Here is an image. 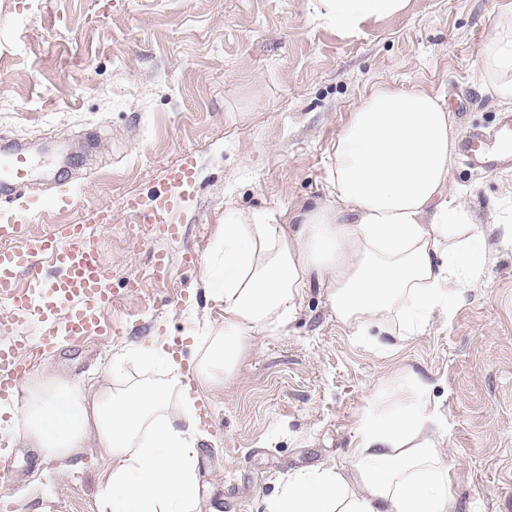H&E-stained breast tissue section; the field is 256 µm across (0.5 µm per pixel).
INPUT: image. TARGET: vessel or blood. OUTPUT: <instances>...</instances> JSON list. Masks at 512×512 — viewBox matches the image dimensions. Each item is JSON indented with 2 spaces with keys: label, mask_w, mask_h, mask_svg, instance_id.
I'll list each match as a JSON object with an SVG mask.
<instances>
[{
  "label": "vessel or blood",
  "mask_w": 512,
  "mask_h": 512,
  "mask_svg": "<svg viewBox=\"0 0 512 512\" xmlns=\"http://www.w3.org/2000/svg\"><path fill=\"white\" fill-rule=\"evenodd\" d=\"M462 151L469 166L493 172L512 166V114H501L492 133L469 131L462 139ZM197 158L184 151L179 165L172 168L163 186L123 200L122 207L138 223L153 225L165 237L182 236L173 214L195 189ZM0 168L14 183L30 177L25 153L15 151L0 158ZM112 221L111 209L94 208L90 217L74 224H57L46 233L24 234V220L15 213L0 214V237L21 240L18 248L0 250V303L37 317L38 330L29 346L0 343V402L13 403L22 396L24 378L32 371L40 353L53 346L58 320H65L72 336L108 334L112 326L103 312L112 304L104 285L103 261L93 243V225ZM27 273V286H20V273Z\"/></svg>",
  "instance_id": "b4317fda"
}]
</instances>
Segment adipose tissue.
<instances>
[{"label": "adipose tissue", "instance_id": "1", "mask_svg": "<svg viewBox=\"0 0 512 512\" xmlns=\"http://www.w3.org/2000/svg\"><path fill=\"white\" fill-rule=\"evenodd\" d=\"M408 0H317L318 19L341 31L402 13ZM478 78L512 106V9L495 13ZM456 148L451 112L437 96L382 85L365 96L332 146L329 201L279 212L226 209L202 263L209 302L224 312L202 330L189 371L201 390L223 388L256 334L282 329L319 285L354 338L388 328L416 336L433 311L450 312L479 281L484 227L448 196ZM196 397L168 382H102L42 371L11 407L16 434L44 457L94 446L107 463L103 512H197ZM435 411L402 386L389 410L356 432L349 469L289 476L266 512H448V463L432 430Z\"/></svg>", "mask_w": 512, "mask_h": 512}]
</instances>
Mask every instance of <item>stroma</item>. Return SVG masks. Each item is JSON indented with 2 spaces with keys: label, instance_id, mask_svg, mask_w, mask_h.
<instances>
[{
  "label": "stroma",
  "instance_id": "1",
  "mask_svg": "<svg viewBox=\"0 0 512 512\" xmlns=\"http://www.w3.org/2000/svg\"><path fill=\"white\" fill-rule=\"evenodd\" d=\"M0 0V143L46 145L25 184L0 189V211L65 195L75 206L25 215L26 231L72 224L94 207L113 224L94 243L114 298L109 336L59 337L37 369L99 381L113 358L129 377L170 380L139 347H200L208 320L199 265L224 211H293L326 199L330 149L352 110L382 84L445 101L459 133L492 130L502 106L476 77L489 16L512 0H409L403 14L351 33L324 25L315 0ZM195 152L194 195L177 215L181 239L141 240L125 197L162 184ZM449 195L486 234L481 282L446 316L398 349L354 340L322 289L309 288L285 330L256 336L222 390L204 396L199 498L203 512H265L298 471L345 467L366 414L402 385L422 382L445 422L448 512H512V246L498 210L512 209V170L480 174L453 159ZM167 253L166 281L151 276ZM8 492L19 512H101V451L83 464L43 462L11 429Z\"/></svg>",
  "mask_w": 512,
  "mask_h": 512
}]
</instances>
